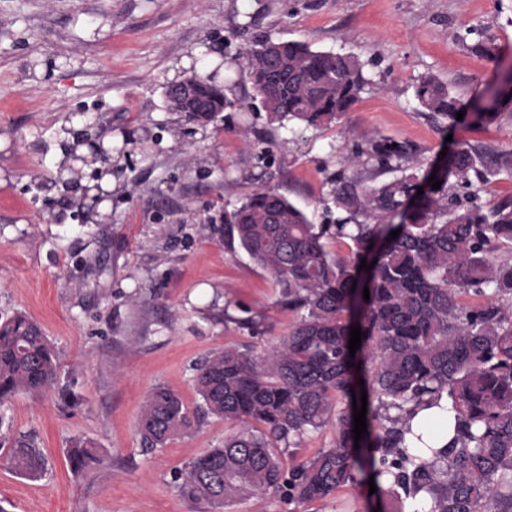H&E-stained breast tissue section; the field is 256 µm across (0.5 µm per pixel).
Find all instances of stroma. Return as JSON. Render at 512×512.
Wrapping results in <instances>:
<instances>
[{"label":"stroma","mask_w":512,"mask_h":512,"mask_svg":"<svg viewBox=\"0 0 512 512\" xmlns=\"http://www.w3.org/2000/svg\"><path fill=\"white\" fill-rule=\"evenodd\" d=\"M351 53L369 88L336 123L279 124L251 105L242 66L262 39ZM499 46L477 51V40ZM223 48L220 78L241 106L206 126L166 107L168 83ZM54 57L50 79L31 61ZM512 67V0H0V316L34 320L60 360L56 385L0 405V437L35 433L48 467L40 480L0 460L5 512H195L179 494L186 466L220 447L234 424L207 417L188 435L145 449L137 432L152 387L199 396L193 368L212 352H261L287 334L269 273L224 246V213L273 187L325 211L338 170L391 180L344 160L390 140L403 165H440L446 136L465 140L497 172L483 201L512 196V109L486 125L444 126L415 87L432 75L469 102ZM92 124L111 147L112 196L83 221L79 196L57 183L67 132ZM91 443L98 462L73 472L67 450ZM368 485L294 512H374Z\"/></svg>","instance_id":"stroma-1"}]
</instances>
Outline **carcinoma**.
Wrapping results in <instances>:
<instances>
[{
  "mask_svg": "<svg viewBox=\"0 0 512 512\" xmlns=\"http://www.w3.org/2000/svg\"><path fill=\"white\" fill-rule=\"evenodd\" d=\"M245 70L264 111L280 123H330L369 86L356 56L300 41H258ZM197 88L211 107L208 120L238 106L213 86ZM415 98L447 121L462 109L433 76L415 86ZM505 108H512V79L496 87L489 104L474 101L466 117L483 123ZM404 154L401 145L377 141L367 161L398 176L379 184L335 179L332 202L346 213L335 224L313 223L271 187L224 211L225 247L242 249L271 275L297 320L263 354L226 347L198 363L202 404L195 412L168 388L151 389L138 420L147 448L187 433L205 415L240 425L223 446L187 465L184 499L214 509L273 490L300 505L372 478L378 512H403L402 503L421 502L422 492L431 498L429 512H512V196L487 204L474 192L461 199L450 191L492 174L466 141L437 170L440 188L429 183L421 195L417 175L400 164ZM357 216L364 221L351 223ZM343 239L354 246L347 255L329 247ZM363 259L371 269L361 267ZM462 296L486 301L463 304ZM352 326L362 339L351 356ZM59 367L34 321L20 314L0 321V403L51 388ZM363 389L367 434L356 443L353 407H361ZM444 396L454 412L451 443L407 447L416 411L439 406ZM329 425L336 429L331 447L293 461L288 449ZM428 451L431 460L423 458ZM0 455L21 475L47 473L32 434L0 442ZM68 458L79 472L95 460V449L76 441Z\"/></svg>",
  "mask_w": 512,
  "mask_h": 512,
  "instance_id": "1",
  "label": "carcinoma"
}]
</instances>
